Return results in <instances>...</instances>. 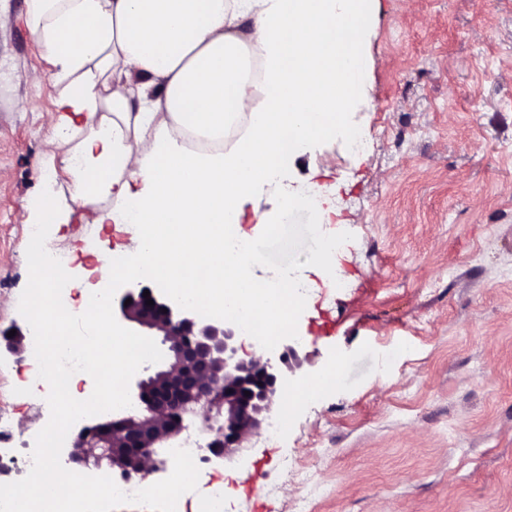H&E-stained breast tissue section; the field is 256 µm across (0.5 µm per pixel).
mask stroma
<instances>
[{
	"label": "stroma",
	"mask_w": 512,
	"mask_h": 512,
	"mask_svg": "<svg viewBox=\"0 0 512 512\" xmlns=\"http://www.w3.org/2000/svg\"><path fill=\"white\" fill-rule=\"evenodd\" d=\"M27 16L28 0H0V331L20 334L29 203L60 91ZM360 56L349 119L366 149L310 144L241 224L262 267L307 283L302 365L279 363L278 388L309 393L287 405L277 440L251 433L200 474L183 512L212 483L225 512H294L301 498L308 512H512V0H377ZM307 180L339 199L319 223L305 206L281 212L283 190ZM56 186L46 243L71 254L79 306L86 280L103 279L101 252L130 239L100 223L109 202L81 209L65 174ZM330 238L340 247L324 272L310 260ZM335 365L333 389H317ZM36 370L0 340V413L25 436L48 421Z\"/></svg>",
	"instance_id": "1"
}]
</instances>
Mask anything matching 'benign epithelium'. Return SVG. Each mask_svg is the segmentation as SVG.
Listing matches in <instances>:
<instances>
[{
    "label": "benign epithelium",
    "mask_w": 512,
    "mask_h": 512,
    "mask_svg": "<svg viewBox=\"0 0 512 512\" xmlns=\"http://www.w3.org/2000/svg\"><path fill=\"white\" fill-rule=\"evenodd\" d=\"M128 299L132 303L126 306ZM149 299L153 304H146ZM113 305L123 327L159 340L165 361L136 381L137 403L113 421L111 431H79L69 461L147 479L165 466L158 445L179 431L176 422L186 416L200 419V428L224 448L226 458L241 450L249 433L267 425L277 398V367L270 357L238 358L233 323L200 316L165 284H127L115 293Z\"/></svg>",
    "instance_id": "benign-epithelium-1"
}]
</instances>
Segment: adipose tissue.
I'll list each match as a JSON object with an SVG mask.
<instances>
[{
	"label": "adipose tissue",
	"instance_id": "1",
	"mask_svg": "<svg viewBox=\"0 0 512 512\" xmlns=\"http://www.w3.org/2000/svg\"><path fill=\"white\" fill-rule=\"evenodd\" d=\"M368 0H29L28 22L64 82L41 172L63 162L73 202L131 230L109 277L152 275L266 323L294 324L296 279L260 274L246 200L306 145L352 135ZM209 278H197L199 269Z\"/></svg>",
	"mask_w": 512,
	"mask_h": 512
}]
</instances>
